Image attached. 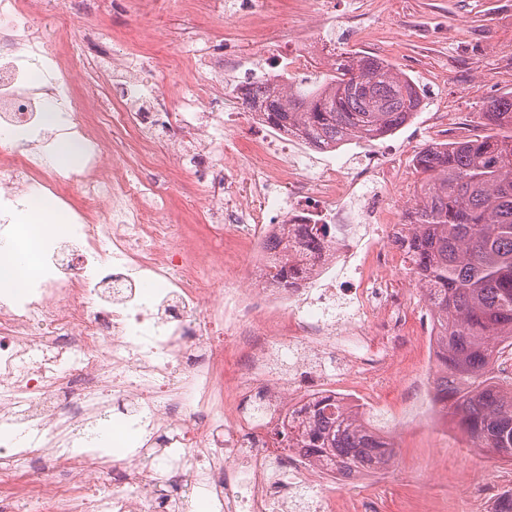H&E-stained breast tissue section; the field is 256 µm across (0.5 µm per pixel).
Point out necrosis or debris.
I'll return each instance as SVG.
<instances>
[{
	"label": "necrosis or debris",
	"instance_id": "obj_1",
	"mask_svg": "<svg viewBox=\"0 0 512 512\" xmlns=\"http://www.w3.org/2000/svg\"><path fill=\"white\" fill-rule=\"evenodd\" d=\"M106 0H0V210L28 189L67 205L75 233L43 239V276L23 294H0V512H182V497L209 512H285L293 491L308 512H334L325 494L336 471L301 452H282L273 431L308 401L351 388L371 396L388 387L394 351L407 347V293L389 273L406 258L408 217L392 223L383 206L385 157L376 150L346 164L308 172L301 137L254 140L212 166L199 141L200 177L224 221L175 224L160 201L166 187L136 182L124 161L128 138L155 146L160 133L194 134L181 112L151 111L175 99L133 75L112 78V52L95 26ZM85 26L77 39L96 60L94 85L72 91L75 67L55 53L74 11ZM332 64L328 45L294 35L282 71L297 78L316 58ZM43 79H29L28 65ZM112 111L94 113L98 89ZM49 128L69 139L80 161L59 166L28 131ZM296 224L332 225L321 258L295 253L306 278L285 288L271 276L253 286L224 285L225 239L246 243L258 267L265 245ZM352 269L348 293L356 314L344 333L335 378L300 385L268 376L272 345L289 353L318 350L334 336L338 269ZM157 289L146 294L143 285ZM245 352L243 379L224 375V349ZM130 405L139 448L122 457L80 449L109 417L108 399ZM151 467H144V460Z\"/></svg>",
	"mask_w": 512,
	"mask_h": 512
}]
</instances>
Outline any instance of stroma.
<instances>
[{"label":"stroma","mask_w":512,"mask_h":512,"mask_svg":"<svg viewBox=\"0 0 512 512\" xmlns=\"http://www.w3.org/2000/svg\"><path fill=\"white\" fill-rule=\"evenodd\" d=\"M233 0H119L98 22L112 41L114 76L140 67L156 86L191 88L213 76L223 104L195 109L178 100L181 112H195L204 139L213 143V162L223 165L224 150L253 138L251 119L233 84L210 74L201 60L210 43L237 50L243 62L259 57L274 72L285 52L286 37L273 35L254 6L233 10ZM360 13L377 21L371 36L348 22ZM322 22L328 42L339 51L377 54L424 86L423 109L411 122L374 142L388 153L384 172L390 204L401 205L415 191L419 175L407 157L426 145L485 133L482 110L489 97L512 92V0H329ZM194 152L166 163L162 150L143 162L144 180L171 179L168 206L181 224L201 223L196 201L203 193L193 173ZM425 309L415 296L409 321L415 338L404 355L395 385L369 403L372 423L395 444L392 465L363 479V496L376 512H481L487 497L512 483V461L448 439L395 427L392 419L414 398L413 379L430 370L419 318Z\"/></svg>","instance_id":"obj_1"}]
</instances>
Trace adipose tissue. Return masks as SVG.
Wrapping results in <instances>:
<instances>
[{
  "label": "adipose tissue",
  "instance_id": "adipose-tissue-1",
  "mask_svg": "<svg viewBox=\"0 0 512 512\" xmlns=\"http://www.w3.org/2000/svg\"><path fill=\"white\" fill-rule=\"evenodd\" d=\"M62 221V216L47 200L24 202L17 215L15 234L9 242L13 263L0 272V286L13 288L24 284L35 267L37 241L44 235L48 225Z\"/></svg>",
  "mask_w": 512,
  "mask_h": 512
}]
</instances>
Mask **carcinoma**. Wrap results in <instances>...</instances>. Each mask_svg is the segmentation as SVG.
<instances>
[{"mask_svg": "<svg viewBox=\"0 0 512 512\" xmlns=\"http://www.w3.org/2000/svg\"><path fill=\"white\" fill-rule=\"evenodd\" d=\"M264 98L265 121L296 130L311 146L333 149L344 140L372 142L419 111L424 93L388 61L356 55L333 74L283 96L256 84L243 94L252 109ZM485 136L434 143L417 155L425 175L415 197L409 244L416 276L439 345L435 400L476 448L512 459V381L494 370L512 347V94L489 100ZM327 224H305L306 249L322 248ZM275 279L297 280L288 241L272 252ZM307 425L283 434L289 448L336 466L351 477L386 464L394 444L372 431L361 414L331 398L304 407Z\"/></svg>", "mask_w": 512, "mask_h": 512, "instance_id": "1", "label": "carcinoma"}]
</instances>
